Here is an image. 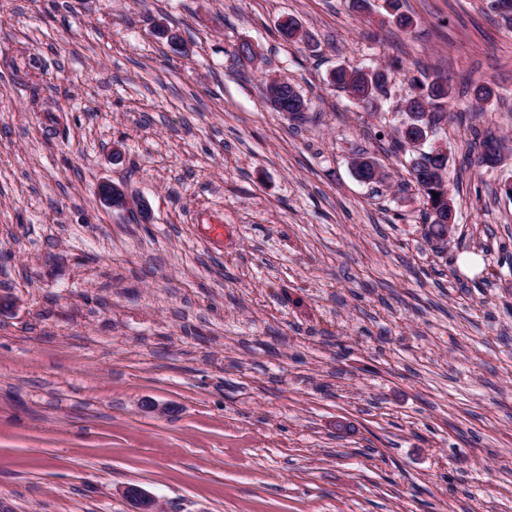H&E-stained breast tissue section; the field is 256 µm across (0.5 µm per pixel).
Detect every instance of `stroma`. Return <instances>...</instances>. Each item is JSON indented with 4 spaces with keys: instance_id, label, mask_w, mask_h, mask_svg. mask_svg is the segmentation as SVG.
Masks as SVG:
<instances>
[{
    "instance_id": "obj_1",
    "label": "stroma",
    "mask_w": 512,
    "mask_h": 512,
    "mask_svg": "<svg viewBox=\"0 0 512 512\" xmlns=\"http://www.w3.org/2000/svg\"><path fill=\"white\" fill-rule=\"evenodd\" d=\"M371 4L0 0V512H512V23ZM394 61L375 115L330 83ZM424 72L457 94L444 246L390 138ZM122 494L130 503L132 512H162L158 500L138 485L125 486Z\"/></svg>"
}]
</instances>
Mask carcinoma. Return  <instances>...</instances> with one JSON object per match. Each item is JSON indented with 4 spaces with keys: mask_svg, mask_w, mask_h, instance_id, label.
Segmentation results:
<instances>
[{
    "mask_svg": "<svg viewBox=\"0 0 512 512\" xmlns=\"http://www.w3.org/2000/svg\"><path fill=\"white\" fill-rule=\"evenodd\" d=\"M401 2L402 0H385L386 11L399 26L407 28L412 25L413 19L401 12ZM332 82L352 98L357 106L363 105L367 110L377 108V102L388 96L389 78L386 70L368 73L358 68L338 67L332 73ZM453 98L452 87L440 80L431 79L427 75L413 79V93L409 98L407 111L413 113L414 117L410 120L411 127L406 136L395 139V145L400 147L408 139H420L427 134V127L447 119L448 106ZM299 100H303V96L293 85H283L281 109L298 117L302 115V112L296 110V102ZM447 165L448 156L435 154L431 150L414 153L410 158L409 173L415 185L423 191L427 205L424 234L428 239L441 244L448 242L450 229L447 224L437 220V215L448 212L452 199L447 192L438 190L435 181L446 170Z\"/></svg>",
    "mask_w": 512,
    "mask_h": 512,
    "instance_id": "cac0c4a2",
    "label": "carcinoma"
}]
</instances>
